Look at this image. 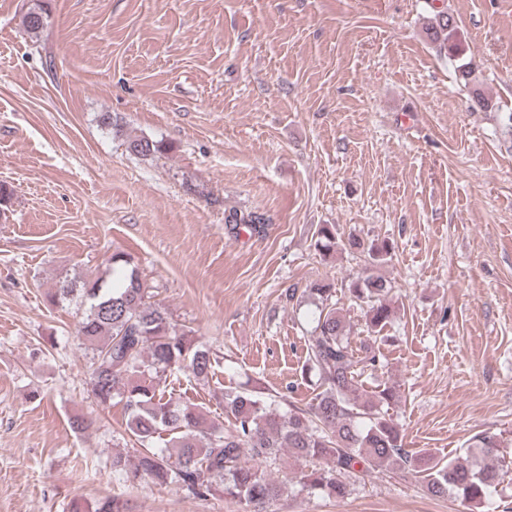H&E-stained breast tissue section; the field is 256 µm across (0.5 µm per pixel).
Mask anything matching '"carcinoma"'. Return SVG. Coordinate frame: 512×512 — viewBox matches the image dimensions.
Wrapping results in <instances>:
<instances>
[{"label": "carcinoma", "mask_w": 512, "mask_h": 512, "mask_svg": "<svg viewBox=\"0 0 512 512\" xmlns=\"http://www.w3.org/2000/svg\"><path fill=\"white\" fill-rule=\"evenodd\" d=\"M25 31L38 36L47 25L44 8L37 4L22 16ZM457 21L442 8L434 12L427 33L439 53L456 64L464 82L475 63L454 40ZM130 152L147 157L158 150L148 138L129 141ZM224 222L234 230L256 233L269 219L262 213L230 210ZM316 246L326 255L337 250L367 258L366 274L347 286L350 301L366 308L367 332L380 336L391 324L393 311L386 302L391 281L373 273L387 262L393 249L387 240L345 238L335 224H321ZM112 281L98 278L78 282L63 279L47 293L52 304L78 297L85 312L77 334L92 351L89 383L98 403L123 404L125 432L139 444L135 463L112 455V475L125 483L150 480L177 484L189 496L205 499L222 495L249 507L247 512H268L266 505L282 495V486L262 467L283 452L304 466L296 476L300 490L331 498L349 494L347 479L357 472L388 465L410 469L424 491L433 497L454 495L478 509L490 503L505 460L490 466L486 459L502 447L496 436H475L465 461L413 453L404 448L399 424L389 413L397 394L387 384L367 385L364 375L375 372L379 360L370 348L352 345L343 308L333 299L328 284H315L309 294L318 297L314 326L307 337L305 373L315 378L317 393L306 408L282 409L288 396H275L254 386L224 390V424L207 418L194 405H176L165 397L167 374L187 372L207 378L216 359L192 331L175 325L168 311L148 302L150 287L134 258L125 252L111 257ZM94 512H131L128 501L115 495Z\"/></svg>", "instance_id": "1"}]
</instances>
